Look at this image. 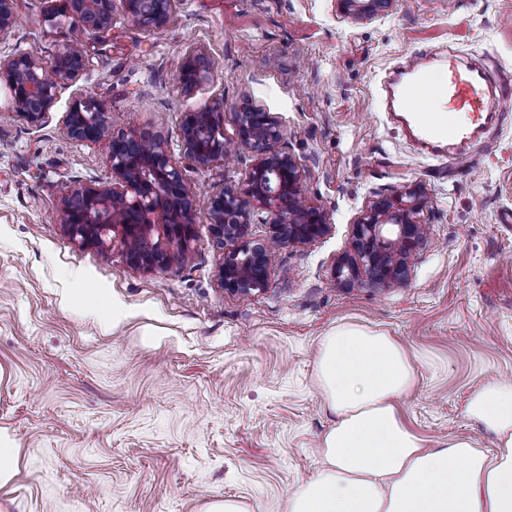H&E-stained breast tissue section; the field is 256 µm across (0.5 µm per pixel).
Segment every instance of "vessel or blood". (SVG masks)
<instances>
[{
  "mask_svg": "<svg viewBox=\"0 0 512 512\" xmlns=\"http://www.w3.org/2000/svg\"><path fill=\"white\" fill-rule=\"evenodd\" d=\"M427 59L424 53L413 56L389 72L383 83L386 110L421 151L464 158L500 118L487 92L488 73L451 55L444 61L445 77L438 81Z\"/></svg>",
  "mask_w": 512,
  "mask_h": 512,
  "instance_id": "obj_1",
  "label": "vessel or blood"
}]
</instances>
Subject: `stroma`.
<instances>
[{"label": "stroma", "instance_id": "obj_1", "mask_svg": "<svg viewBox=\"0 0 512 512\" xmlns=\"http://www.w3.org/2000/svg\"><path fill=\"white\" fill-rule=\"evenodd\" d=\"M50 0H15L0 54L51 61L71 21ZM89 63L61 83L41 125L12 110L0 83V448L15 474L0 512H205L224 499L285 512L319 467L334 420L315 383L318 344L343 324L400 341L415 382L398 408L436 448L454 438L494 450L467 405L512 380V0H393L371 20L336 0H174L163 26L116 7L112 29L85 37ZM491 59L501 122L469 160L421 152L386 112L385 71L421 53ZM191 52L217 69L185 92ZM104 105L116 134L161 132L195 191L192 257L130 268L118 233L106 248L71 240L60 222L79 185L111 181L104 150L70 139L75 99ZM221 103L224 136L246 107L280 122L307 203L332 230L278 248L266 288L217 282L222 252L208 200L244 186L246 148L206 167L184 159V113ZM425 188V239L398 288H345L335 262L383 195ZM98 295L75 302L79 289Z\"/></svg>", "mask_w": 512, "mask_h": 512}]
</instances>
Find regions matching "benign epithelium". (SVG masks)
I'll return each mask as SVG.
<instances>
[{
    "label": "benign epithelium",
    "instance_id": "7a95c632",
    "mask_svg": "<svg viewBox=\"0 0 512 512\" xmlns=\"http://www.w3.org/2000/svg\"><path fill=\"white\" fill-rule=\"evenodd\" d=\"M127 17L145 26L163 25L171 0H121ZM341 12L356 20H371L392 0H336ZM14 0H0V34L14 23ZM58 10L72 18L70 37L112 29L114 0H62ZM88 62L85 48L67 41L46 65L31 53L0 57V80L8 85L14 110L27 123L42 124L56 101L60 82L78 76ZM214 62L202 53L187 55L179 80L188 93L209 80ZM68 137L100 145L111 163L115 185H80L64 200L61 222L70 237L82 245L105 246L106 235L121 233L129 267L166 268L173 254L186 260L195 239L194 191L171 160L159 135L128 137L110 129L108 112L89 98L78 99L63 120ZM184 157L206 166L224 158L231 142L224 138L221 105L187 112L181 122ZM280 124L270 113L248 107L238 115L237 143L256 157L249 180L241 189L226 187L209 205L211 232L223 250L217 280L224 290L248 294L266 287L275 249L306 245L326 236L331 225L325 212L302 197V175L297 163L278 150ZM420 184L403 194L380 197L352 229V253L335 262L333 276L346 288L405 282L408 259L425 238L424 225L413 220L424 200ZM268 214L269 234L262 240L246 238L244 228L254 211ZM162 219V235L152 238L148 216Z\"/></svg>",
    "mask_w": 512,
    "mask_h": 512
}]
</instances>
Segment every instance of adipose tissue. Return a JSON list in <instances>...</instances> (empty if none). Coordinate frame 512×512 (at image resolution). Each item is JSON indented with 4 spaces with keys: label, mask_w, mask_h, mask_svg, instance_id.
<instances>
[{
    "label": "adipose tissue",
    "mask_w": 512,
    "mask_h": 512,
    "mask_svg": "<svg viewBox=\"0 0 512 512\" xmlns=\"http://www.w3.org/2000/svg\"><path fill=\"white\" fill-rule=\"evenodd\" d=\"M414 379L391 336L346 324L322 338L316 382L336 421L287 512H512V382L488 384L468 404L496 438L488 452L467 438L425 449L397 407Z\"/></svg>",
    "instance_id": "obj_1"
}]
</instances>
